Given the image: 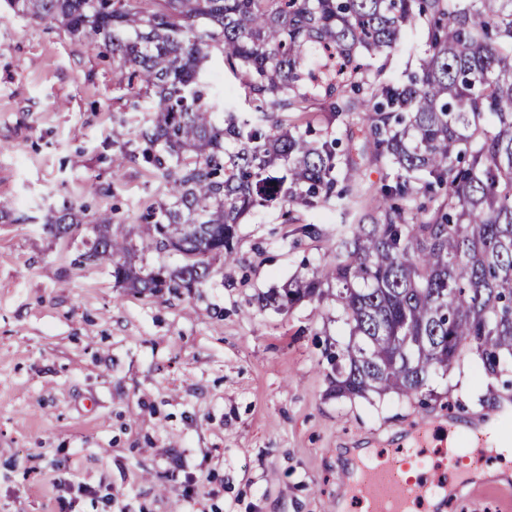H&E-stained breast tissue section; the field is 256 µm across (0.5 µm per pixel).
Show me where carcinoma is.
Masks as SVG:
<instances>
[{
  "label": "carcinoma",
  "instance_id": "obj_1",
  "mask_svg": "<svg viewBox=\"0 0 512 512\" xmlns=\"http://www.w3.org/2000/svg\"><path fill=\"white\" fill-rule=\"evenodd\" d=\"M105 47L141 108L136 149L152 157L169 201L142 209L146 236L113 231L110 208L82 240L115 283L156 295L208 282L237 259L241 219L357 196L359 168L333 125H367L361 153L397 171L375 205L336 233L334 255L263 301L333 300L346 338L329 345L336 397L430 396L476 358L512 376V0H3ZM426 31L418 70L400 83L374 62L405 27ZM217 55L254 102L218 116L205 65ZM330 100L326 128L304 112L303 77ZM427 199L417 203L418 198ZM85 208L65 202L51 231L70 234ZM140 253L181 264L147 272Z\"/></svg>",
  "mask_w": 512,
  "mask_h": 512
}]
</instances>
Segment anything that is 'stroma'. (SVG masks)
<instances>
[{
	"label": "stroma",
	"mask_w": 512,
	"mask_h": 512,
	"mask_svg": "<svg viewBox=\"0 0 512 512\" xmlns=\"http://www.w3.org/2000/svg\"><path fill=\"white\" fill-rule=\"evenodd\" d=\"M423 44L422 29L404 30L389 75L418 69ZM133 103L105 50L0 13V200L14 205L0 214V512H60L63 498L72 512H361L339 500L359 448L381 462L421 450L448 477L445 402L485 416L502 381L469 357L423 405L338 398L324 356L344 334L335 302L257 303L331 258L336 205L293 224L255 210L237 262L176 297L118 287L108 268L77 263L79 240L46 230L68 201L116 207L117 227L143 233L137 216L164 191L151 163L124 156ZM307 224L318 235L301 234ZM468 465L480 479L443 512H512V462Z\"/></svg>",
	"instance_id": "35a3bbf8"
}]
</instances>
